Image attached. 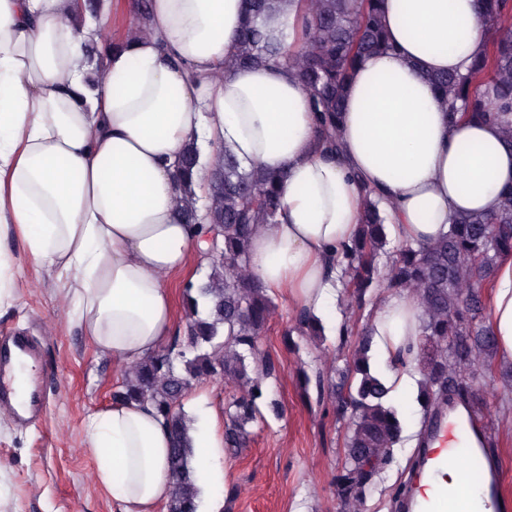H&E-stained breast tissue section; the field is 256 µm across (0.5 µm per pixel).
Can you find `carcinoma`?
Returning a JSON list of instances; mask_svg holds the SVG:
<instances>
[{"mask_svg":"<svg viewBox=\"0 0 512 512\" xmlns=\"http://www.w3.org/2000/svg\"><path fill=\"white\" fill-rule=\"evenodd\" d=\"M244 22L232 67L263 64L293 70L317 114L323 149L343 155L339 123L344 93L358 64L367 56L391 49L382 21L380 0H303L307 16L304 29L288 45L272 25L288 0H244ZM483 18L491 37L483 54L467 74L428 77L442 103L455 113L484 119L512 109V0H482ZM492 85L494 97L478 93L480 84ZM197 165V148L188 144L176 167L184 187L182 217L196 223L191 190ZM216 188L212 193L210 223L221 230L222 255L211 260L206 281L183 291L187 344L171 347L135 363L123 382L119 397L148 401L168 425L172 438L169 470L173 480L167 512H197L199 490L190 460L194 453L186 436L182 402L195 382L205 377L235 372L249 385L225 408L230 426L225 443L241 446L246 426L261 415L263 397L259 382L248 376L245 359L259 354L258 340L273 307L270 292L250 272L247 246L257 225L274 224L281 208V173L255 167L240 169L238 161L219 153L203 173ZM363 201L360 232L336 257L347 276L351 301L361 307L372 290H416L423 312L421 334L409 348L417 364L420 404L424 417L441 406H466L474 419L485 418L468 381L494 372L496 338L488 322L482 289L489 287L498 255L512 250V188L501 193L492 215L469 213L450 219L448 232L429 245H400L386 271L379 254L387 244L379 193L359 186ZM303 336H320V320L300 311L296 318ZM373 336L369 329L357 336L346 359L339 383L324 384L343 413L348 415L343 438L345 461L336 478L337 494L345 501L361 502L375 478L394 459L395 447L404 441V423L390 402V388L371 368Z\"/></svg>","mask_w":512,"mask_h":512,"instance_id":"obj_1","label":"carcinoma"}]
</instances>
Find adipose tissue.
I'll return each instance as SVG.
<instances>
[{
  "mask_svg": "<svg viewBox=\"0 0 512 512\" xmlns=\"http://www.w3.org/2000/svg\"><path fill=\"white\" fill-rule=\"evenodd\" d=\"M390 51L356 69L341 114L344 155L328 157L311 102L288 70L229 68L241 0H152L118 45L91 55L112 13L75 0H0V224L34 263L66 276L85 338L120 362L163 349L174 332L167 281L205 264L200 226L209 182L194 179L197 221L176 208L175 164L187 143L206 169L229 151L244 169L284 173L277 223L263 224L249 267L270 292L323 315L336 304L330 264L361 222L359 183L381 192L398 242L426 245L451 216L494 213L512 186L503 130L512 110L486 120L449 114L427 78L465 72L485 43L479 0H384ZM497 356L512 363V253L499 255L488 298ZM370 325L393 393L419 372L401 350L420 334L415 298L381 293ZM96 479L119 512H157L170 491V434L149 402L116 401L86 423ZM477 484L455 465L424 493L476 506Z\"/></svg>",
  "mask_w": 512,
  "mask_h": 512,
  "instance_id": "obj_1",
  "label": "adipose tissue"
}]
</instances>
